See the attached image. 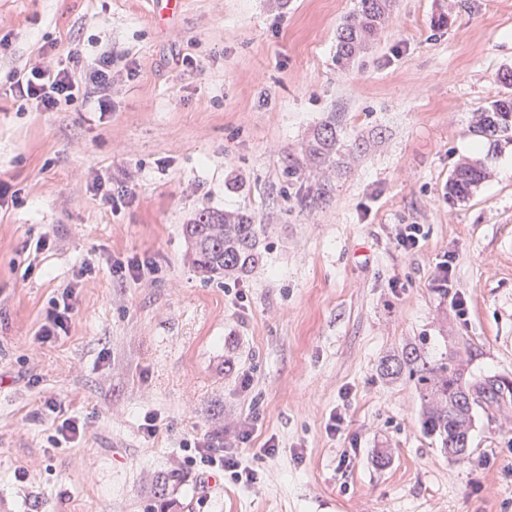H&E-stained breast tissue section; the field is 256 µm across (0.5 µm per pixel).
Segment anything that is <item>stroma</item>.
<instances>
[{"instance_id": "1", "label": "stroma", "mask_w": 512, "mask_h": 512, "mask_svg": "<svg viewBox=\"0 0 512 512\" xmlns=\"http://www.w3.org/2000/svg\"><path fill=\"white\" fill-rule=\"evenodd\" d=\"M358 0H0V74L111 53L112 110L40 112L0 89V512H512V405L475 416L457 461L425 437L419 398L380 374L424 341L465 348L468 375L512 380V141L471 134L512 98V0H392L388 24L348 65L337 34ZM336 122L325 201L294 203L282 168ZM464 163L485 179L448 195ZM132 186L117 208L94 178ZM247 209L262 259L236 287L203 282L183 227L201 209ZM417 224L416 250L397 243ZM45 250H36L37 240ZM158 273L118 281L111 261ZM450 262L467 301L439 290ZM70 287L67 334L36 338ZM86 422L51 450L41 399ZM346 418L328 434L332 411ZM160 430L144 437L143 417ZM256 416L251 485L182 466L183 440ZM274 454H265L267 441ZM356 450L349 467L340 456ZM386 460L376 463V452Z\"/></svg>"}]
</instances>
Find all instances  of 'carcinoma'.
<instances>
[{"label": "carcinoma", "mask_w": 512, "mask_h": 512, "mask_svg": "<svg viewBox=\"0 0 512 512\" xmlns=\"http://www.w3.org/2000/svg\"><path fill=\"white\" fill-rule=\"evenodd\" d=\"M390 0H359L358 9L343 24L337 36L336 64L343 66L365 49L389 19ZM471 131L487 139L512 134V99L499 100L476 116ZM336 154V127L322 124L308 143V159L325 164ZM290 185H300L295 200L300 208H310L325 200L328 187L310 184L304 165L292 159L284 167ZM485 178L476 165L456 169L448 183L451 197L465 198ZM191 244L192 264L206 282L222 278L239 279L259 264L261 225L246 210L203 209L184 225ZM381 374L391 380L411 383L420 400L421 429L441 445V451L461 461L465 458L474 427V413L482 410L493 416L512 404V380L497 376L466 377L461 356L450 351L430 362L423 343L404 346L381 363Z\"/></svg>", "instance_id": "obj_1"}]
</instances>
